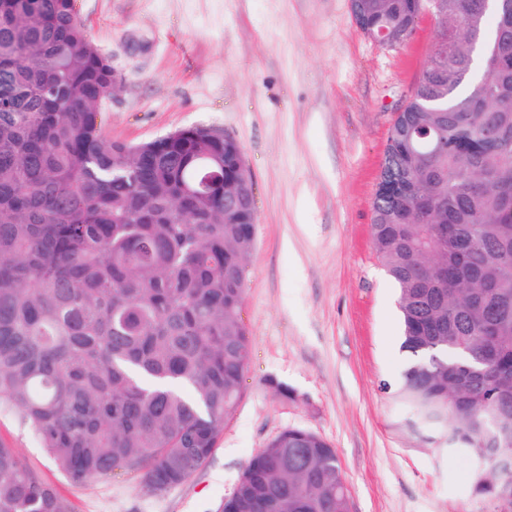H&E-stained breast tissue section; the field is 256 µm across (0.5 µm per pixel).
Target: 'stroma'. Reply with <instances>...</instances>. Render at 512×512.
<instances>
[{"label": "stroma", "instance_id": "1", "mask_svg": "<svg viewBox=\"0 0 512 512\" xmlns=\"http://www.w3.org/2000/svg\"><path fill=\"white\" fill-rule=\"evenodd\" d=\"M76 12L118 78L101 108L109 138L203 125L240 142L257 224L242 309L252 360L212 455L164 493L126 475L71 483L4 409L0 444L72 512H220L248 459L297 426L335 448L353 512H487L473 460L400 430L380 389L404 367L403 330L371 207L395 114L433 50V11L396 48L362 32L350 0H76Z\"/></svg>", "mask_w": 512, "mask_h": 512}]
</instances>
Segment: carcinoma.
Returning a JSON list of instances; mask_svg holds the SVG:
<instances>
[{
    "label": "carcinoma",
    "instance_id": "obj_1",
    "mask_svg": "<svg viewBox=\"0 0 512 512\" xmlns=\"http://www.w3.org/2000/svg\"><path fill=\"white\" fill-rule=\"evenodd\" d=\"M417 0H351L368 36ZM437 42L391 126L372 205L408 362L383 384L424 445L465 453L474 495L512 432V14L443 0ZM116 88L75 0H0V406L73 483L134 475L155 494L206 462L242 397L256 244L240 143L205 127L106 137ZM431 211L414 223L417 197ZM447 227L448 243L441 240ZM0 512H71L0 445ZM231 512H352L336 451L289 428L245 464Z\"/></svg>",
    "mask_w": 512,
    "mask_h": 512
}]
</instances>
